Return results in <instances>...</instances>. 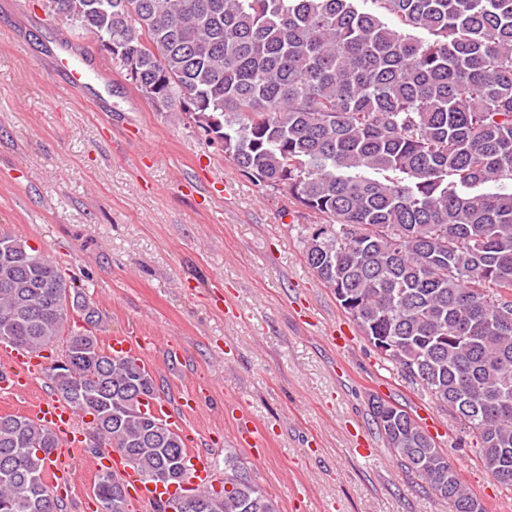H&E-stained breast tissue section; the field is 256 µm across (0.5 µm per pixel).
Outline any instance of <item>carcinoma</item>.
Wrapping results in <instances>:
<instances>
[{
  "instance_id": "obj_1",
  "label": "carcinoma",
  "mask_w": 512,
  "mask_h": 512,
  "mask_svg": "<svg viewBox=\"0 0 512 512\" xmlns=\"http://www.w3.org/2000/svg\"><path fill=\"white\" fill-rule=\"evenodd\" d=\"M47 0L157 107L179 108L259 184L328 218L305 258L373 347L448 406L512 486V0ZM88 316L91 328L71 322ZM98 311L45 253L0 233V338L63 342L48 379L148 479L185 450L142 412L157 392L93 331ZM66 362L63 367L60 362ZM387 447L452 512H484L436 440L369 396ZM57 435L0 415V512H61ZM105 512L124 483L98 476ZM200 512H279L238 457Z\"/></svg>"
}]
</instances>
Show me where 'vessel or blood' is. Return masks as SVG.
<instances>
[{
    "label": "vessel or blood",
    "instance_id": "1",
    "mask_svg": "<svg viewBox=\"0 0 512 512\" xmlns=\"http://www.w3.org/2000/svg\"><path fill=\"white\" fill-rule=\"evenodd\" d=\"M114 356L136 361L145 370H153L154 364L147 352V344L138 336H115L109 341ZM49 361L44 354L0 340V390L21 399L27 396L35 380L47 379ZM194 396L183 400L182 410H175L166 397L147 399L146 407L151 414L167 426L175 429L188 447L189 486L193 489L216 487L223 483L224 475L211 462L209 454L200 449V437L185 420V410L195 408ZM31 419L49 427L60 439L63 454L53 455L47 465L45 479L54 492H62L69 480V471L63 466L62 456H74L88 445V427L74 410L60 397L47 394L39 397L28 407ZM266 429L258 427L247 418H240L235 434L238 445L249 451L252 461L264 458L265 449L258 441L267 437ZM102 468L118 474L125 482L128 494L137 512H153L159 503L169 501L172 489L142 479L141 475L127 465L114 449L100 452Z\"/></svg>",
    "mask_w": 512,
    "mask_h": 512
}]
</instances>
